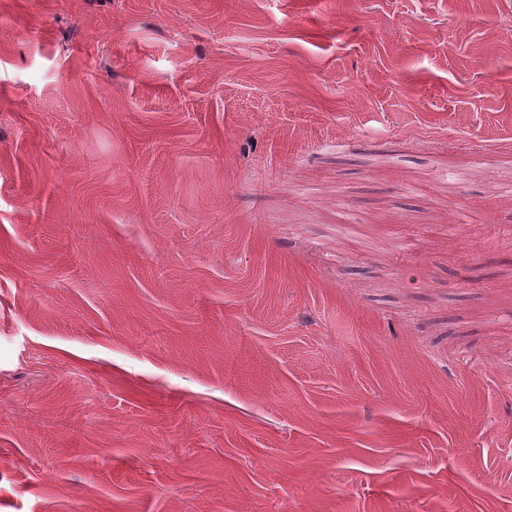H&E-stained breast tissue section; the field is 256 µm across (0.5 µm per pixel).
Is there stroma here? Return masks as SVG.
Instances as JSON below:
<instances>
[{
	"label": "stroma",
	"mask_w": 512,
	"mask_h": 512,
	"mask_svg": "<svg viewBox=\"0 0 512 512\" xmlns=\"http://www.w3.org/2000/svg\"><path fill=\"white\" fill-rule=\"evenodd\" d=\"M0 512H512V0H0Z\"/></svg>",
	"instance_id": "obj_1"
}]
</instances>
